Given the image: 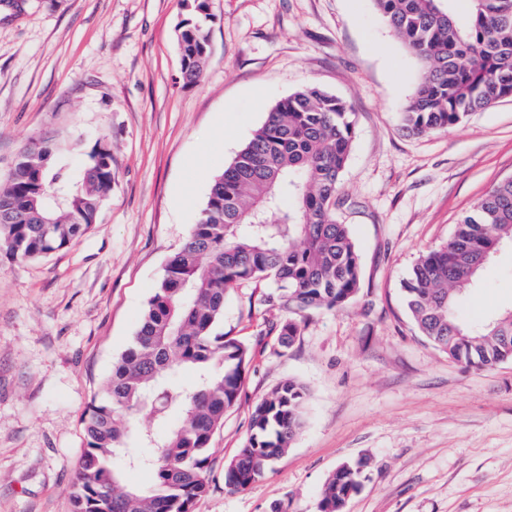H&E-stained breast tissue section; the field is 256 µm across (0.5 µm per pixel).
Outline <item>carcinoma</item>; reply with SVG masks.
Instances as JSON below:
<instances>
[{
	"label": "carcinoma",
	"instance_id": "cac0c4a2",
	"mask_svg": "<svg viewBox=\"0 0 512 512\" xmlns=\"http://www.w3.org/2000/svg\"><path fill=\"white\" fill-rule=\"evenodd\" d=\"M393 32L422 62L400 121L412 135L446 131L512 92V0H471L465 25L449 0H373ZM180 35L181 77L200 81L209 14L193 0ZM354 133L347 101L304 86L277 101L263 124L211 184L205 206L167 262L131 345L112 363L85 423L86 445L70 490L72 512H193L206 492L212 437L237 401L249 351L218 331L229 287L269 279L267 306L288 313L281 346L311 311L342 309L361 282L349 225L336 221L341 175ZM51 149L31 143L0 181V248L32 259L67 247L96 223L112 189V151L99 142L71 183L48 164ZM512 243V177L463 215L445 245L419 257L405 282V304L437 349L475 369L512 360V308L491 320L464 319L460 302L477 287L483 256ZM197 372L191 388L177 372ZM307 393L280 383L254 408L247 445L227 465L225 484L243 490L291 446L305 421ZM179 420L157 439L138 429L144 413ZM149 467L148 489L128 488L115 460ZM360 470L341 466L327 482L320 512H343Z\"/></svg>",
	"mask_w": 512,
	"mask_h": 512
}]
</instances>
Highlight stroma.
<instances>
[{
  "instance_id": "1",
  "label": "stroma",
  "mask_w": 512,
  "mask_h": 512,
  "mask_svg": "<svg viewBox=\"0 0 512 512\" xmlns=\"http://www.w3.org/2000/svg\"><path fill=\"white\" fill-rule=\"evenodd\" d=\"M203 75L180 79L182 0H0V179L45 141L79 167L112 147L96 224L37 260L0 249V512H72L83 418L130 344L169 258L278 100L306 85L347 100L341 177L362 263L358 299L309 313L279 344L269 281L234 284L219 325L249 349L213 436L195 512H320L342 464H362L344 512H512V361L478 371L413 325L404 284L463 213L512 175V98L460 125L407 133L420 61L373 0H205ZM512 307V246L485 266L463 316ZM292 379L308 394L291 447L248 488L226 486L255 405Z\"/></svg>"
}]
</instances>
